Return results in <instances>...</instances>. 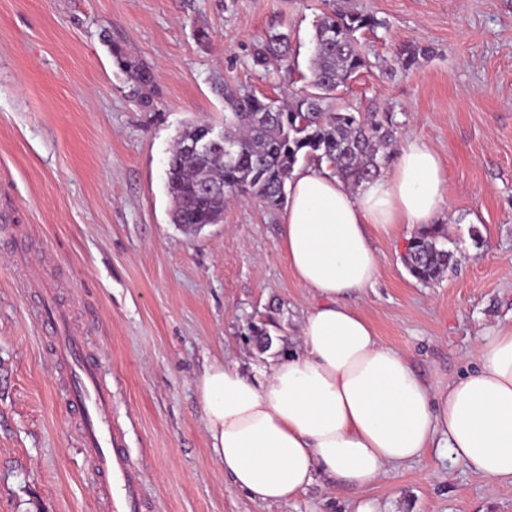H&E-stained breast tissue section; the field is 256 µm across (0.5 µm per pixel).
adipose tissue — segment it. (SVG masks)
<instances>
[{
  "label": "adipose tissue",
  "mask_w": 512,
  "mask_h": 512,
  "mask_svg": "<svg viewBox=\"0 0 512 512\" xmlns=\"http://www.w3.org/2000/svg\"><path fill=\"white\" fill-rule=\"evenodd\" d=\"M448 203L441 160L417 139L362 191L326 162L294 171L281 247L314 297L301 348L260 383L220 360L197 381L215 457L250 499L286 502L320 478L363 491L434 446L489 483H512V326L486 330L475 370L433 389L350 302L378 277L373 236L439 223Z\"/></svg>",
  "instance_id": "1"
}]
</instances>
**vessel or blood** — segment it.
Wrapping results in <instances>:
<instances>
[{
  "label": "vessel or blood",
  "mask_w": 512,
  "mask_h": 512,
  "mask_svg": "<svg viewBox=\"0 0 512 512\" xmlns=\"http://www.w3.org/2000/svg\"><path fill=\"white\" fill-rule=\"evenodd\" d=\"M46 329L58 338L57 356L71 373V404L85 415L81 443L108 476L110 512H140L143 479L126 452V433L112 423V391L101 380L96 360L87 356L83 342L68 331L65 316L46 312Z\"/></svg>",
  "instance_id": "vessel-or-blood-1"
}]
</instances>
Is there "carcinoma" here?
<instances>
[{"mask_svg": "<svg viewBox=\"0 0 512 512\" xmlns=\"http://www.w3.org/2000/svg\"><path fill=\"white\" fill-rule=\"evenodd\" d=\"M363 13L333 11L317 20L310 63L311 90L292 93L288 103L259 97L240 87L224 85V147L210 157L189 151L187 145L203 128L187 124L177 136L166 171L172 199L171 221L191 231L196 224H218L224 202L247 196L271 208L281 205L286 181L298 158L329 161L336 175L352 188L373 182L380 174L386 152L396 141L391 118L373 113L328 112L324 102L366 65L357 33L375 27ZM288 36L273 35L255 50L253 63L264 67L288 48ZM404 68L410 69L428 51L404 44L398 50ZM117 64L130 74L132 92L143 105L150 103L145 90L152 75L144 66L121 53ZM446 234L435 225L415 236L404 257L409 273L419 281H433L450 267L453 255L444 246Z\"/></svg>", "mask_w": 512, "mask_h": 512, "instance_id": "carcinoma-1", "label": "carcinoma"}]
</instances>
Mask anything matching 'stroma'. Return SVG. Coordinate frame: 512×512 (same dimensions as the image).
<instances>
[{
	"label": "stroma",
	"instance_id": "stroma-1",
	"mask_svg": "<svg viewBox=\"0 0 512 512\" xmlns=\"http://www.w3.org/2000/svg\"><path fill=\"white\" fill-rule=\"evenodd\" d=\"M337 8L378 25L359 32L367 65L329 108L390 116L398 141L439 155L454 260L417 281L399 228L374 239L378 278L353 304L432 388L512 324V0H0V512H105L68 372L32 316L45 294L112 383L148 512H512L511 483L443 448L368 490L320 479L280 503L247 497L211 448L197 377L220 358L255 376L298 350L313 298L280 248L281 209L231 200L222 223L172 224L167 160L185 124L223 129L222 84L278 101L307 87L314 24ZM271 32L290 59L254 66ZM405 43L432 53L403 69ZM117 50L151 69V106Z\"/></svg>",
	"mask_w": 512,
	"mask_h": 512
}]
</instances>
